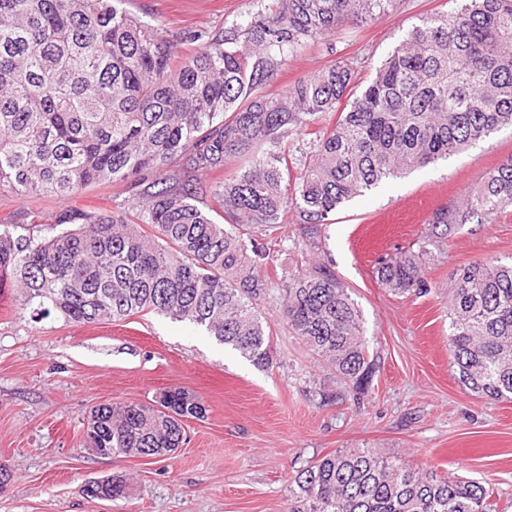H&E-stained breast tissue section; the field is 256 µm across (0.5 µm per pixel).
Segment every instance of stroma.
<instances>
[{
  "mask_svg": "<svg viewBox=\"0 0 512 512\" xmlns=\"http://www.w3.org/2000/svg\"><path fill=\"white\" fill-rule=\"evenodd\" d=\"M141 21L171 35L218 34L240 23L249 0H126ZM455 0H404L397 11L354 26L335 53L312 47L277 72V93L332 55L369 78L404 34ZM512 156V127L460 154L379 184L324 227L317 261L347 286L377 368L357 393L262 304L273 363L257 369L205 330L154 313L77 325L21 307L0 285V462L11 481L0 512H287L288 480L340 448H375L413 469L475 479L512 512V401L489 403L463 388L448 351V288L457 269L512 257V209L467 224L423 261L425 293L396 295L377 275L382 258L415 247L435 210L459 200ZM129 197L92 184L60 200L0 194V224L51 235L65 209L109 211ZM194 397L204 415L184 422L185 443L168 459L102 457L83 446V419L101 403H149L162 390ZM130 479L128 498L85 495L89 481Z\"/></svg>",
  "mask_w": 512,
  "mask_h": 512,
  "instance_id": "stroma-1",
  "label": "stroma"
}]
</instances>
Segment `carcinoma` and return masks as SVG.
I'll return each mask as SVG.
<instances>
[{
	"instance_id": "carcinoma-1",
	"label": "carcinoma",
	"mask_w": 512,
	"mask_h": 512,
	"mask_svg": "<svg viewBox=\"0 0 512 512\" xmlns=\"http://www.w3.org/2000/svg\"><path fill=\"white\" fill-rule=\"evenodd\" d=\"M122 2L0 0V194L67 200L102 182L130 193L110 212H60L47 238L0 227V280L13 279L20 305L78 325L146 312L201 326L259 368L273 360L259 306L275 299L288 330L364 392L374 362L350 290L322 263L273 286L261 274L271 232L303 224L304 249H317L352 198L512 126V0L424 17L365 81L338 57L279 93L267 91L279 68L401 0H251L257 10L230 32L186 36L187 54ZM206 193L216 206H199ZM509 206L512 156L433 211L418 250L382 263L379 280L425 290L424 256ZM448 346L465 389L512 399V262L453 274ZM201 414L180 389L100 404L85 447L164 459ZM128 491L120 475L84 488L109 501ZM491 497L474 479L349 448L297 471L288 512H494Z\"/></svg>"
}]
</instances>
